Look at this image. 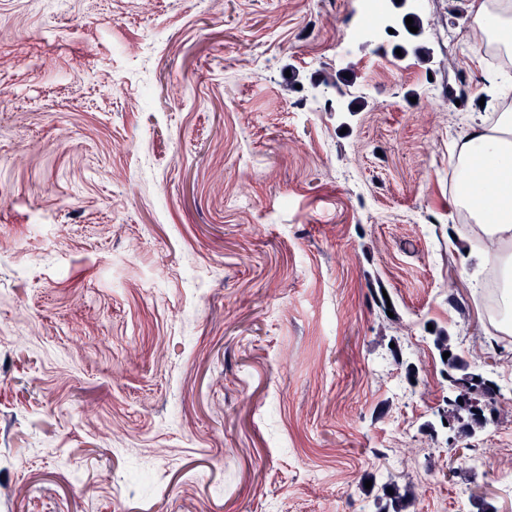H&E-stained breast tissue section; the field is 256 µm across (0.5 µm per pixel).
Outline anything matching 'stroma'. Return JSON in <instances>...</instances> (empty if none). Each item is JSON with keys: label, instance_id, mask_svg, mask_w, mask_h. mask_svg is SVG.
Returning <instances> with one entry per match:
<instances>
[{"label": "stroma", "instance_id": "obj_1", "mask_svg": "<svg viewBox=\"0 0 512 512\" xmlns=\"http://www.w3.org/2000/svg\"><path fill=\"white\" fill-rule=\"evenodd\" d=\"M433 2L341 54L357 0H0V512H512L453 181L512 73ZM434 345L445 367V380L456 388L455 398L448 400V416L461 424L462 433L470 436L476 430L484 429L492 420L501 398L500 388L493 380L470 370L469 364L452 348L448 333L439 331ZM444 352L450 353L447 359H443ZM461 412L466 416H461Z\"/></svg>", "mask_w": 512, "mask_h": 512}]
</instances>
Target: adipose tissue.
<instances>
[{
	"label": "adipose tissue",
	"mask_w": 512,
	"mask_h": 512,
	"mask_svg": "<svg viewBox=\"0 0 512 512\" xmlns=\"http://www.w3.org/2000/svg\"><path fill=\"white\" fill-rule=\"evenodd\" d=\"M463 180L459 202L468 204L491 243L489 255L498 260L504 275V313H512V115L504 114L499 125H473L459 154Z\"/></svg>",
	"instance_id": "1"
}]
</instances>
